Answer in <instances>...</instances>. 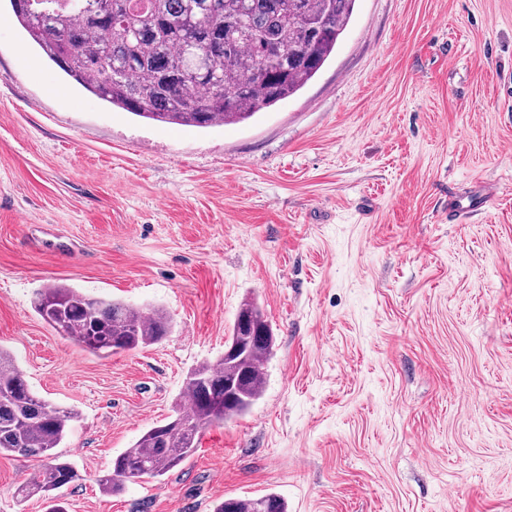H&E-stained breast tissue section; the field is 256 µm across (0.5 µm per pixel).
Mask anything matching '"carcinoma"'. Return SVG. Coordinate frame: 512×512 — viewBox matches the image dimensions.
Returning <instances> with one entry per match:
<instances>
[{"label":"carcinoma","instance_id":"1","mask_svg":"<svg viewBox=\"0 0 512 512\" xmlns=\"http://www.w3.org/2000/svg\"><path fill=\"white\" fill-rule=\"evenodd\" d=\"M356 0H10L13 17L62 72L100 99L147 120L209 128L246 122L300 91L334 52ZM36 310L58 333L94 355H112L164 340L171 318L121 300L92 297L48 284ZM274 336L260 309L242 304L230 342L242 360L219 358L191 370L183 394L192 405L170 419L159 442L149 429L112 460L97 482L106 493L138 477H159L191 458L202 430L245 414L261 397L263 364ZM238 382L224 399V381ZM78 417L40 397L26 374L0 348V455L42 459L17 488L63 512L53 492L79 479L56 448ZM214 512H287L283 499L227 498Z\"/></svg>","mask_w":512,"mask_h":512}]
</instances>
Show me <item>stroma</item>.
I'll list each match as a JSON object with an SVG mask.
<instances>
[{
	"instance_id": "35a3bbf8",
	"label": "stroma",
	"mask_w": 512,
	"mask_h": 512,
	"mask_svg": "<svg viewBox=\"0 0 512 512\" xmlns=\"http://www.w3.org/2000/svg\"><path fill=\"white\" fill-rule=\"evenodd\" d=\"M11 15L0 0V347L80 413L66 512L269 493L287 512H512V0H356L298 96L207 129L112 107ZM54 282L173 330L90 354L35 310ZM247 300L275 336L262 397L165 477L103 493ZM37 469L0 456V512H46L16 495Z\"/></svg>"
}]
</instances>
